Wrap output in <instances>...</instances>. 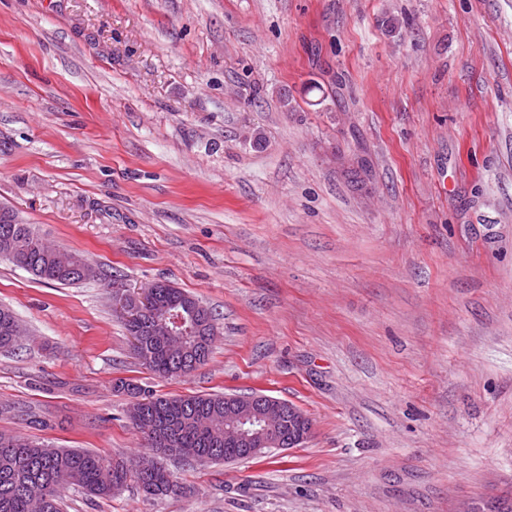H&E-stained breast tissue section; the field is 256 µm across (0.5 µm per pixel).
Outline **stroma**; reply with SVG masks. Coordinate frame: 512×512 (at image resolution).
Returning <instances> with one entry per match:
<instances>
[{
    "mask_svg": "<svg viewBox=\"0 0 512 512\" xmlns=\"http://www.w3.org/2000/svg\"><path fill=\"white\" fill-rule=\"evenodd\" d=\"M356 154L368 197L336 162ZM0 207L98 273L0 259L24 330L0 432L143 456L118 378L265 394L315 427L272 458H167L188 496L70 489L66 512L512 498V0H0ZM116 281L208 307L206 364L143 369Z\"/></svg>",
    "mask_w": 512,
    "mask_h": 512,
    "instance_id": "obj_1",
    "label": "stroma"
}]
</instances>
